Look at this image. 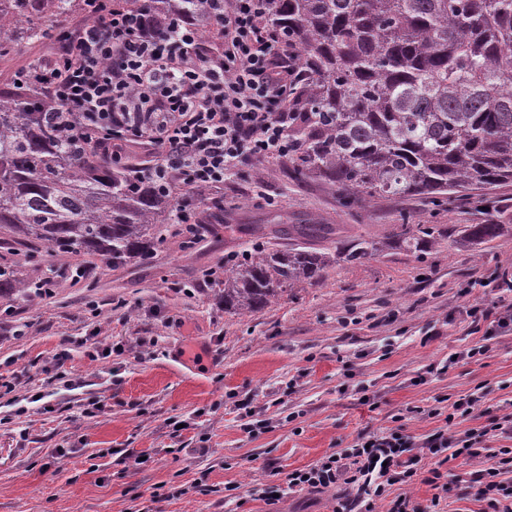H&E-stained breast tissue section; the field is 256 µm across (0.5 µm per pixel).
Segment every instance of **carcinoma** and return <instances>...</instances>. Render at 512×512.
<instances>
[{
    "mask_svg": "<svg viewBox=\"0 0 512 512\" xmlns=\"http://www.w3.org/2000/svg\"><path fill=\"white\" fill-rule=\"evenodd\" d=\"M88 0H0V57L13 38L38 41L34 23L88 11ZM277 27L311 72L297 93L305 121L288 152L295 179L337 187L345 204L387 195L452 202L467 190L512 183V0H266ZM170 18L208 26L204 0H151ZM76 115L43 87H0V245L39 241L58 254H88L114 267L142 262L165 241L176 202L133 178L104 151L66 134ZM498 224H471L474 242ZM298 237L331 235L329 224H294ZM397 242L418 248L435 228L401 225ZM359 242L333 255L298 246L257 247L224 266V307L258 309L298 282L317 280L336 256L358 261ZM40 282L0 265V293Z\"/></svg>",
    "mask_w": 512,
    "mask_h": 512,
    "instance_id": "obj_1",
    "label": "carcinoma"
}]
</instances>
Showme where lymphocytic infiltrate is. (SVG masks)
Returning a JSON list of instances; mask_svg holds the SVG:
<instances>
[{
  "label": "lymphocytic infiltrate",
  "instance_id": "1",
  "mask_svg": "<svg viewBox=\"0 0 512 512\" xmlns=\"http://www.w3.org/2000/svg\"><path fill=\"white\" fill-rule=\"evenodd\" d=\"M94 11L53 63L28 67L25 80L45 85L66 110L82 119L80 136L120 159L113 142L144 141L157 163L138 169L168 194L223 184L249 161L287 157L300 112L296 90L306 80L280 32L265 21V0H224L213 24L224 39L222 54L202 49L194 20L175 21L145 9L94 0ZM512 438V427L492 421L481 428L449 434L441 428L424 439L395 429L359 436L351 448L323 457L305 469L288 472L283 483L253 486L255 499L278 498L307 490L341 487L331 512H438L446 473L432 468L425 484L429 505L406 493L426 458L475 463L469 484L484 512H512V448L485 452L491 437ZM404 491L390 496L392 486Z\"/></svg>",
  "mask_w": 512,
  "mask_h": 512
}]
</instances>
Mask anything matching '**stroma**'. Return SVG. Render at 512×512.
Here are the masks:
<instances>
[{
  "mask_svg": "<svg viewBox=\"0 0 512 512\" xmlns=\"http://www.w3.org/2000/svg\"><path fill=\"white\" fill-rule=\"evenodd\" d=\"M57 51L49 39L20 44L0 59V83ZM214 194L223 210L200 213L211 233L188 248L167 231L144 262L76 279L65 256L30 265L33 244L0 253L29 280L64 271L49 294L0 297V375L13 384L0 388V512H269L251 486L359 434L401 426L423 438L512 418V331L487 335L465 315L478 300L512 303L486 286L512 279V183L450 204L390 195L348 207L336 187L296 181L287 159L268 158ZM488 223L500 227L494 239L465 240L467 225ZM260 224H333L339 234L313 247L365 240L376 249L331 262L267 307L225 308L218 287L202 285L205 270L258 245L295 244L272 230L254 235ZM402 224L442 234L409 250L392 241ZM475 344L487 348L480 359L448 364ZM93 347L111 354L90 357ZM478 390L486 413L445 421L452 401ZM245 399L262 422L251 432L235 410ZM175 420L189 424L177 438ZM199 481L207 492L192 491Z\"/></svg>",
  "mask_w": 512,
  "mask_h": 512,
  "instance_id": "obj_1",
  "label": "stroma"
}]
</instances>
